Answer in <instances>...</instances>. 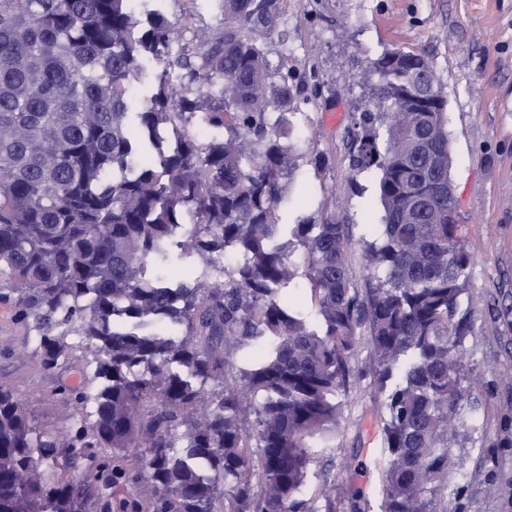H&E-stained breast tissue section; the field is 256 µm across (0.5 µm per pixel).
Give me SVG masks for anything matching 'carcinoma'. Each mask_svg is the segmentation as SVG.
<instances>
[{"label": "carcinoma", "mask_w": 512, "mask_h": 512, "mask_svg": "<svg viewBox=\"0 0 512 512\" xmlns=\"http://www.w3.org/2000/svg\"><path fill=\"white\" fill-rule=\"evenodd\" d=\"M281 11L223 0L194 50L181 20L136 0H0V302L43 370L63 368L70 337L95 364L63 389V445L0 385V512H112L114 462L151 512H365L349 486L306 494L364 379L385 409L380 512H448L471 255L448 223L447 100L423 53L371 63L351 163L378 171L382 224L361 288L346 225L280 222L301 97L268 59ZM198 121L206 143L169 138ZM299 247L315 321L292 293ZM85 460L101 483L73 481Z\"/></svg>", "instance_id": "carcinoma-1"}]
</instances>
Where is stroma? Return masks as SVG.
<instances>
[{"label":"stroma","mask_w":512,"mask_h":512,"mask_svg":"<svg viewBox=\"0 0 512 512\" xmlns=\"http://www.w3.org/2000/svg\"><path fill=\"white\" fill-rule=\"evenodd\" d=\"M189 34L217 29L220 0H163ZM425 52L447 98L450 176L459 237L472 256L463 305L472 332L463 358L465 397L474 425L459 429L461 471L449 472L448 512H512V0H284L269 54L273 68L304 88L294 117L297 169L286 186L282 220L334 217L349 225L352 271L363 282L362 241L379 234L378 173L350 165L349 130L366 108L377 76L370 62L382 52ZM326 159L317 166L316 155ZM36 342L0 303V384L30 401L34 425L61 433L67 406L60 387L77 386L78 369L93 357L76 345L70 368L39 367ZM384 408L368 390L352 399L341 448L329 477L360 491L380 512Z\"/></svg>","instance_id":"obj_1"}]
</instances>
